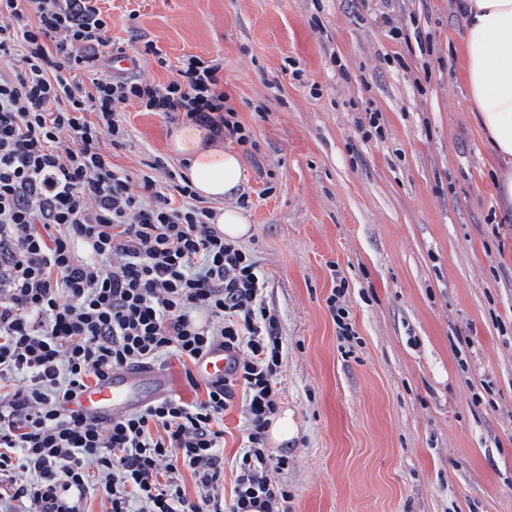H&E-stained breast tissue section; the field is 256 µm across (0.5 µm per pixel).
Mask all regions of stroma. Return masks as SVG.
Wrapping results in <instances>:
<instances>
[{
  "mask_svg": "<svg viewBox=\"0 0 512 512\" xmlns=\"http://www.w3.org/2000/svg\"><path fill=\"white\" fill-rule=\"evenodd\" d=\"M453 0H101L113 47L217 61L252 144L251 251L285 342L288 512H512V221L496 216ZM430 42L396 40L393 27ZM380 129L364 137L370 113ZM139 177L172 120L131 104ZM356 332L338 337L335 286ZM224 414V488L244 446Z\"/></svg>",
  "mask_w": 512,
  "mask_h": 512,
  "instance_id": "1",
  "label": "stroma"
}]
</instances>
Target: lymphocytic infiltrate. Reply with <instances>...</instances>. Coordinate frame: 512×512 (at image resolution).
Returning <instances> with one entry per match:
<instances>
[{"instance_id":"obj_1","label":"lymphocytic infiltrate","mask_w":512,"mask_h":512,"mask_svg":"<svg viewBox=\"0 0 512 512\" xmlns=\"http://www.w3.org/2000/svg\"><path fill=\"white\" fill-rule=\"evenodd\" d=\"M109 29L99 0H0V512H80L93 488L108 512H288L265 446L285 345L263 272L183 171L155 160L134 192L112 162L131 103L251 136L218 64L184 56L165 84L112 75ZM216 345L237 360L220 383L187 375L203 399L164 396L107 423L65 408L89 378L194 363ZM237 397L247 444L228 497L223 421Z\"/></svg>"}]
</instances>
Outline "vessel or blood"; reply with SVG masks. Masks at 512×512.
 Returning <instances> with one entry per match:
<instances>
[{
    "label": "vessel or blood",
    "instance_id": "obj_1",
    "mask_svg": "<svg viewBox=\"0 0 512 512\" xmlns=\"http://www.w3.org/2000/svg\"><path fill=\"white\" fill-rule=\"evenodd\" d=\"M234 355L224 347L211 348L201 357L194 373L197 379L217 382L227 378ZM168 377L154 368H124L113 371L97 383L77 392L68 407L85 416L108 422L139 410L169 392Z\"/></svg>",
    "mask_w": 512,
    "mask_h": 512
}]
</instances>
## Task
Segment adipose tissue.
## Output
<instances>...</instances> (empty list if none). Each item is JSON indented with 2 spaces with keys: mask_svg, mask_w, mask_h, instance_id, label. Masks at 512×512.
Returning a JSON list of instances; mask_svg holds the SVG:
<instances>
[{
  "mask_svg": "<svg viewBox=\"0 0 512 512\" xmlns=\"http://www.w3.org/2000/svg\"><path fill=\"white\" fill-rule=\"evenodd\" d=\"M462 20L463 72L478 127L495 160L494 196L503 214L512 213V0H456ZM170 151L187 163L197 194L232 197L243 167L224 147L215 126L183 118L173 127Z\"/></svg>",
  "mask_w": 512,
  "mask_h": 512,
  "instance_id": "ef3b65f1",
  "label": "adipose tissue"
}]
</instances>
